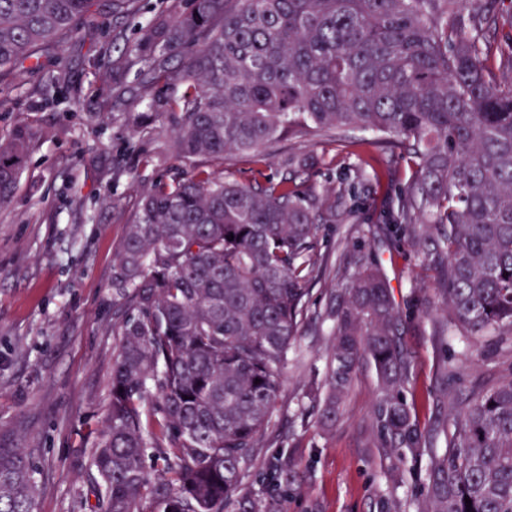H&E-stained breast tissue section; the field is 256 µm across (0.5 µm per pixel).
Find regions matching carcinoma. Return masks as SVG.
Segmentation results:
<instances>
[{"label":"carcinoma","mask_w":512,"mask_h":512,"mask_svg":"<svg viewBox=\"0 0 512 512\" xmlns=\"http://www.w3.org/2000/svg\"><path fill=\"white\" fill-rule=\"evenodd\" d=\"M138 0H107L114 16ZM498 0H187L126 47L142 63L112 108L143 102L168 123L169 153L190 172L140 194L125 224L112 288L124 300L110 412L90 449L91 512H279L288 459L267 465V498L241 493L281 396L280 371L302 327L333 322L323 379L305 392L319 423L336 422L359 365L381 396L372 447L414 455L438 436L423 512H512V362L490 387L431 392L452 399V424L420 427L408 400L404 334L418 314L434 335L489 338L512 353V22ZM95 0H0V83L78 31ZM375 134L360 170L381 184L393 161L408 179L383 224L357 226L353 187L305 188L266 174L282 140L342 143ZM32 146L23 126L0 140V206ZM244 155L253 183L224 173ZM356 224L322 310L312 300L319 225ZM424 228L429 295L396 302L379 239ZM233 236L228 240L227 236ZM260 383H255V380ZM160 462L155 474L146 458ZM36 465L0 447V512H34ZM471 500L466 507L465 499Z\"/></svg>","instance_id":"obj_1"}]
</instances>
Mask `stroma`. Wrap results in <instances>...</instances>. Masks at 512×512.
Listing matches in <instances>:
<instances>
[{
	"label": "stroma",
	"instance_id": "stroma-1",
	"mask_svg": "<svg viewBox=\"0 0 512 512\" xmlns=\"http://www.w3.org/2000/svg\"><path fill=\"white\" fill-rule=\"evenodd\" d=\"M184 5L139 0L138 11L121 18L96 11L51 55L0 84V139L19 125L35 136L15 195L0 207V441L39 462L34 512H86L90 450L108 416L120 345L113 326L123 302L112 294V276L122 231L145 185L189 168L169 155L167 125L137 130L126 113L104 106L101 89L135 81L139 65L124 46L155 17ZM349 151V144L284 140L272 149L269 173L280 176L293 157L310 155L307 180L355 186L363 222L378 223L385 191L361 176ZM146 155L151 165H143ZM374 253L399 304L413 287L433 290L434 274L420 267L409 238L396 249L376 243ZM330 330L327 322L307 326L289 352L282 395L243 490L261 496L268 462L285 452L301 480L286 496L285 512H421L432 454L400 457L371 447L380 389L370 365L357 370L333 427H321L313 411L297 419L308 381L325 372ZM405 340L414 363L408 398L422 428L434 415H451L447 406L435 410L429 397L445 354L458 356L462 383L493 380L485 342L442 343L433 317L416 316Z\"/></svg>",
	"mask_w": 512,
	"mask_h": 512
}]
</instances>
